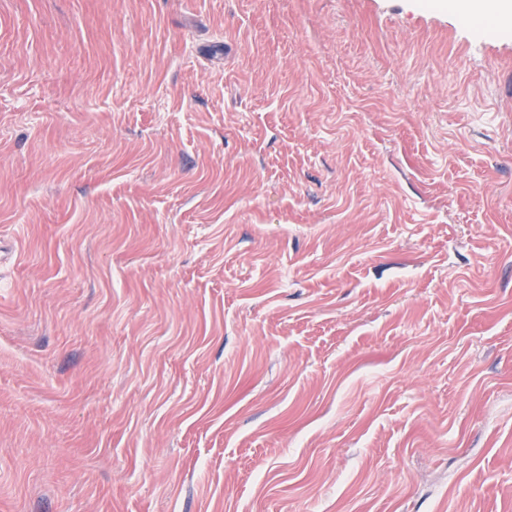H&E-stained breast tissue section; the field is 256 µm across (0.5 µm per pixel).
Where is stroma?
<instances>
[{"instance_id":"stroma-1","label":"stroma","mask_w":512,"mask_h":512,"mask_svg":"<svg viewBox=\"0 0 512 512\" xmlns=\"http://www.w3.org/2000/svg\"><path fill=\"white\" fill-rule=\"evenodd\" d=\"M0 512H512V18L0 0Z\"/></svg>"}]
</instances>
